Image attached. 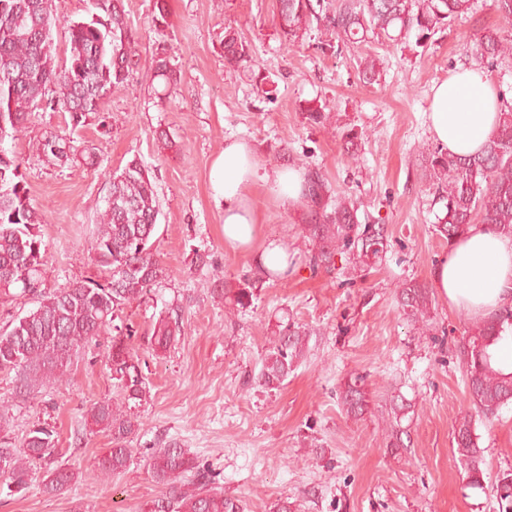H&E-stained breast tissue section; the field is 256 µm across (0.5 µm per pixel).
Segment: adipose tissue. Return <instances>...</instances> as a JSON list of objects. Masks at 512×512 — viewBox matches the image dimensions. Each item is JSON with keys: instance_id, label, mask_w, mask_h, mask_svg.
<instances>
[{"instance_id": "obj_1", "label": "adipose tissue", "mask_w": 512, "mask_h": 512, "mask_svg": "<svg viewBox=\"0 0 512 512\" xmlns=\"http://www.w3.org/2000/svg\"><path fill=\"white\" fill-rule=\"evenodd\" d=\"M503 102L493 77L482 69L462 70L432 88L430 130L448 153L479 152L496 129ZM288 207L302 200L304 175L295 168L262 169L254 148L243 140H228L214 163L215 199L224 208V246H249L260 222L249 189L254 182ZM434 285L450 307L477 320L512 310V238L484 224L471 225L438 263Z\"/></svg>"}]
</instances>
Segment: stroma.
Returning a JSON list of instances; mask_svg holds the SVG:
<instances>
[{
	"mask_svg": "<svg viewBox=\"0 0 512 512\" xmlns=\"http://www.w3.org/2000/svg\"><path fill=\"white\" fill-rule=\"evenodd\" d=\"M154 3L124 0L138 64L100 112L75 129L62 108L39 109L4 146L19 157L40 213L48 245L42 287L49 293L95 276L96 212L105 206L109 176L132 157L143 161L160 207L153 251L169 270L158 294L180 305L181 332L157 352L149 343L155 303L120 313L134 330L150 387L136 409L133 459L121 474L101 475L98 460L112 440L86 419L93 403L121 398L106 359L109 336L81 349L62 383L12 401L14 442L33 423L54 427L76 480L51 496L35 471L25 491L0 489V512H140L162 491L150 473L162 440L177 441L217 474L225 496L242 500L245 512H273L284 498L293 512H499L493 484L512 469V407L477 426L482 488L468 486L453 448L455 423L470 410L455 345L473 320L437 295L434 325L423 335L395 299L403 281L432 284L449 250L435 230L442 207L421 164L422 151L436 144L427 120L431 89L476 66L465 46L477 32L504 27L493 0H475L466 18L443 27L427 47L374 41L337 57L321 49L314 32L288 45L277 0H167L162 21ZM92 12L90 0H60L61 20L51 31L57 62L69 56V23ZM228 25L249 45V61L236 69L224 66ZM160 48L180 72L167 97L151 68ZM369 54L380 69L371 85L358 76ZM309 102L328 106L327 124L306 123ZM347 129L362 134L352 157L342 149ZM70 132L94 148L101 167L59 166L36 152L44 137ZM229 138L249 141L266 170L319 169L334 189L360 202L387 229L381 263L354 274L338 255L331 268H311L307 206L284 207L259 182L250 189L262 217L257 237L249 249H226L211 173ZM272 240L287 244L293 271L259 287L246 310L226 304L224 285L252 276ZM289 323L309 330L307 352L278 390L261 389L254 379L269 341ZM354 376L369 393V410L358 419L339 400ZM397 395L410 405L401 424L411 446L395 452L385 446V410Z\"/></svg>",
	"mask_w": 512,
	"mask_h": 512,
	"instance_id": "stroma-1",
	"label": "stroma"
}]
</instances>
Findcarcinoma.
<instances>
[{"mask_svg": "<svg viewBox=\"0 0 512 512\" xmlns=\"http://www.w3.org/2000/svg\"><path fill=\"white\" fill-rule=\"evenodd\" d=\"M46 0H0V131L14 139L25 128L49 84L58 86L60 105L69 113L72 129L84 126L87 115L100 111L112 89L130 73L134 42L129 34L122 0H92L100 15L68 26L69 60L55 62L51 49L52 24L59 15L45 10ZM473 0H279L278 15L288 44L295 45L312 24L324 28L330 38L324 49L340 55L351 44L369 38L403 43L415 36L426 47L436 30L469 13ZM475 55L492 64L512 54V31L487 29L475 38ZM247 43L234 29L224 33V61L237 67L247 61ZM155 73L170 89L177 73L166 50L152 58ZM326 106L301 109L306 122L322 125L328 119ZM37 149L59 165L80 156L85 164H98L96 153L69 136L40 142ZM426 178L431 181L436 202L444 204L436 231L448 243L467 233L470 225H488L495 233L512 238V105L500 113L493 136L482 152L459 157L443 148L423 155ZM109 195L98 212L92 249L100 276L76 282L55 294L41 289V267L46 243L39 214L28 196L18 156L0 147V299L27 296L34 307L0 328V372L15 374V394L24 397L38 382L63 380L66 369L80 349L96 337L112 336L107 359L122 402L102 400L87 411L90 424L108 433L112 448L98 462L105 476L126 470L132 459L130 438L135 424L126 403L146 398L147 382L139 357L130 345L131 332L115 324L122 307L139 301L168 277V269L152 252V238L159 215V201L149 170L137 157L110 177ZM310 207L304 224L312 242L309 264L330 268L335 255L348 256V263L365 271L387 249L384 226L359 216L357 201L334 194L329 180L310 168L304 189ZM284 274L258 266V277L233 287L224 285V300L244 309L256 298L258 284L275 281ZM397 299L407 320L420 327L431 320V290L416 282H404ZM180 332L179 309L165 307L153 325L150 345L165 349ZM512 334V311L477 322L457 345L463 362L471 412L456 422L453 440L468 485L483 488L484 457L475 423L490 421L512 405V375L505 376L489 362L488 350L506 334ZM308 332L287 325L271 341L255 384L272 391L283 385L304 357ZM340 403L347 415L358 418L368 410L362 378L355 376L341 386ZM408 404L392 400L386 447H407L408 432L401 426ZM55 431L36 424L20 445L9 438L8 423L0 420V478L11 493L27 488L36 466L46 469L44 489L56 493L74 480L73 472L59 464ZM154 480L165 493L146 504L145 512H243L237 499L224 497L216 476L199 467L188 450L168 441L152 455Z\"/></svg>", "mask_w": 512, "mask_h": 512, "instance_id": "1", "label": "carcinoma"}]
</instances>
